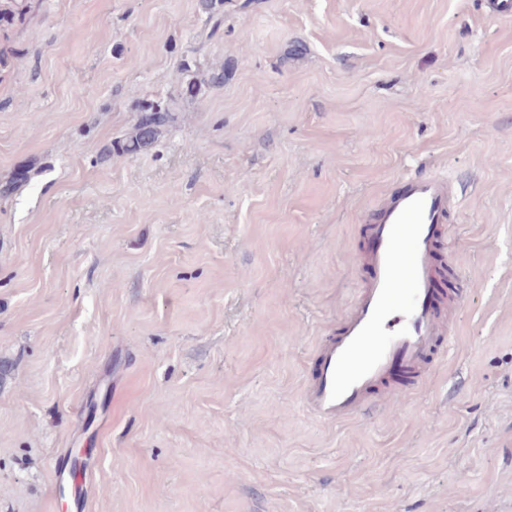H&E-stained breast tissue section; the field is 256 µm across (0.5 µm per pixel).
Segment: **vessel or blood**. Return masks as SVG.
<instances>
[{"label":"vessel or blood","mask_w":512,"mask_h":512,"mask_svg":"<svg viewBox=\"0 0 512 512\" xmlns=\"http://www.w3.org/2000/svg\"><path fill=\"white\" fill-rule=\"evenodd\" d=\"M456 203L446 179L414 175L374 211L357 259L365 281L335 332L319 339L302 394L318 421L387 405L431 373L467 297L443 260L444 221Z\"/></svg>","instance_id":"1"}]
</instances>
